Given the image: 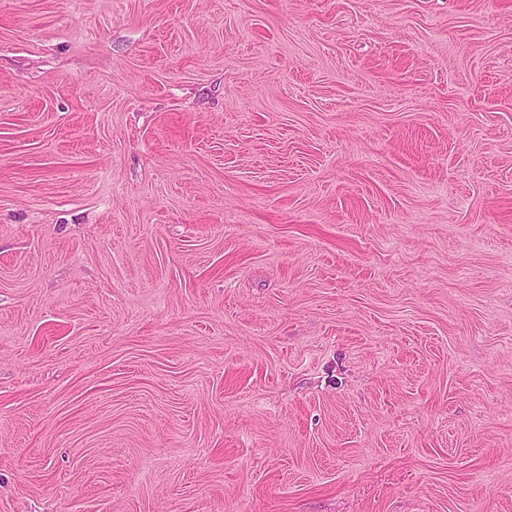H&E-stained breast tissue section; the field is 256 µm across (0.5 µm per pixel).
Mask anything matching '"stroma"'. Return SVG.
I'll return each mask as SVG.
<instances>
[{
  "label": "stroma",
  "mask_w": 512,
  "mask_h": 512,
  "mask_svg": "<svg viewBox=\"0 0 512 512\" xmlns=\"http://www.w3.org/2000/svg\"><path fill=\"white\" fill-rule=\"evenodd\" d=\"M0 512H512V0H0Z\"/></svg>",
  "instance_id": "1"
}]
</instances>
